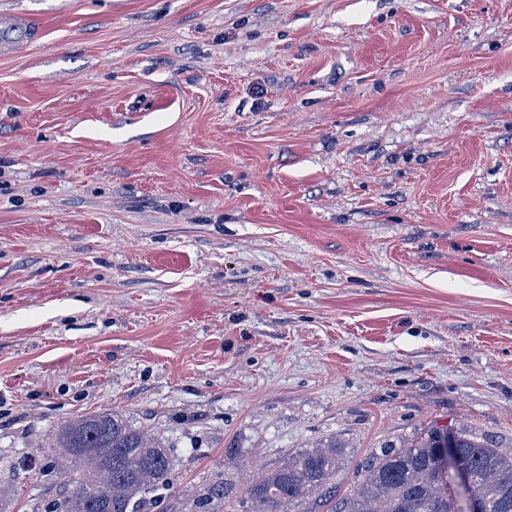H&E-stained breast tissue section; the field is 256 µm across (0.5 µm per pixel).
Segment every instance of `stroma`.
<instances>
[{"label": "stroma", "instance_id": "stroma-1", "mask_svg": "<svg viewBox=\"0 0 512 512\" xmlns=\"http://www.w3.org/2000/svg\"><path fill=\"white\" fill-rule=\"evenodd\" d=\"M0 512L118 412L242 512L433 427L512 448V0H0ZM343 448L331 441L290 454L274 469L258 470L248 481L244 512H316L302 506L313 498L317 506L335 499Z\"/></svg>", "mask_w": 512, "mask_h": 512}]
</instances>
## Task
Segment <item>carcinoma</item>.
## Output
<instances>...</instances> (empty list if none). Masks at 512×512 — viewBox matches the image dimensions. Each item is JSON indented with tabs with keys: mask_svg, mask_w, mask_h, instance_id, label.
I'll return each mask as SVG.
<instances>
[{
	"mask_svg": "<svg viewBox=\"0 0 512 512\" xmlns=\"http://www.w3.org/2000/svg\"><path fill=\"white\" fill-rule=\"evenodd\" d=\"M456 449L469 470L470 496L487 512H512V449L465 430L432 428L403 448L368 460L355 475L349 497L326 512H461L449 490L438 449ZM50 459L61 476L79 478L56 506L58 512H143L147 494L168 485L174 463L162 439L133 427L114 412L89 413L62 425ZM343 447L331 441L288 455L278 467L255 472L248 481L244 512H313V499L336 497ZM226 483L206 491L213 512H224Z\"/></svg>",
	"mask_w": 512,
	"mask_h": 512,
	"instance_id": "obj_1",
	"label": "carcinoma"
}]
</instances>
